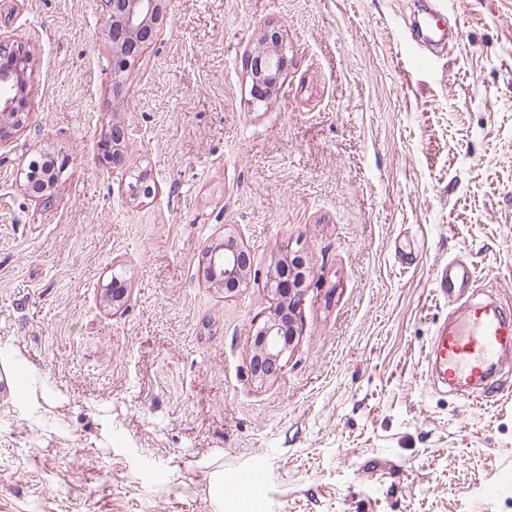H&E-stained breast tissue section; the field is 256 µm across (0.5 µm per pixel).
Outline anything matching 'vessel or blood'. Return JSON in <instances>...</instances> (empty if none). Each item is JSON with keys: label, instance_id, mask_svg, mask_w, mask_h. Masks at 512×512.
Returning a JSON list of instances; mask_svg holds the SVG:
<instances>
[{"label": "vessel or blood", "instance_id": "vessel-or-blood-1", "mask_svg": "<svg viewBox=\"0 0 512 512\" xmlns=\"http://www.w3.org/2000/svg\"><path fill=\"white\" fill-rule=\"evenodd\" d=\"M512 349V318L493 304L477 306L469 318L441 330L434 350L439 378L454 387H467L486 378Z\"/></svg>", "mask_w": 512, "mask_h": 512}]
</instances>
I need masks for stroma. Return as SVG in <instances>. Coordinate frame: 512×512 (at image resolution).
Here are the masks:
<instances>
[{
  "instance_id": "stroma-1",
  "label": "stroma",
  "mask_w": 512,
  "mask_h": 512,
  "mask_svg": "<svg viewBox=\"0 0 512 512\" xmlns=\"http://www.w3.org/2000/svg\"><path fill=\"white\" fill-rule=\"evenodd\" d=\"M428 7L456 35L424 51ZM103 14L0 0L29 56L0 145V365L23 379L0 386V512H512V353L481 403L429 363L466 302L512 316V0H170L117 98ZM273 31L288 69L256 103ZM40 155L71 160L48 204ZM229 236L251 266L226 293L202 259ZM296 254L295 342L261 381L266 277ZM474 278V271L470 268H465L459 264L448 263V272L442 273L437 280L439 288H456L455 282L461 280L460 287L465 282H469Z\"/></svg>"
}]
</instances>
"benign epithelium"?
<instances>
[{"mask_svg":"<svg viewBox=\"0 0 512 512\" xmlns=\"http://www.w3.org/2000/svg\"><path fill=\"white\" fill-rule=\"evenodd\" d=\"M107 32L112 35V74L114 95H119L124 77L143 47L152 39L157 26L168 18V0H104ZM270 45L254 54L250 60L252 96L259 102L276 88L288 67L287 45L280 35L263 37ZM27 58L22 50L8 42H0V143L8 141L23 127L28 117L25 94ZM128 148V132L122 126L112 127V139L106 144L107 156L115 159ZM55 167L41 173L42 188L28 185L29 193L38 199L50 197L55 184ZM248 250L229 237L222 243L207 246L203 273L214 288L227 284H244ZM305 276L298 264L279 265L266 280V291L275 300L268 319L254 336L251 375L266 380L281 369L280 360L295 339L294 324L301 302V286Z\"/></svg>","mask_w":512,"mask_h":512,"instance_id":"benign-epithelium-1","label":"benign epithelium"}]
</instances>
